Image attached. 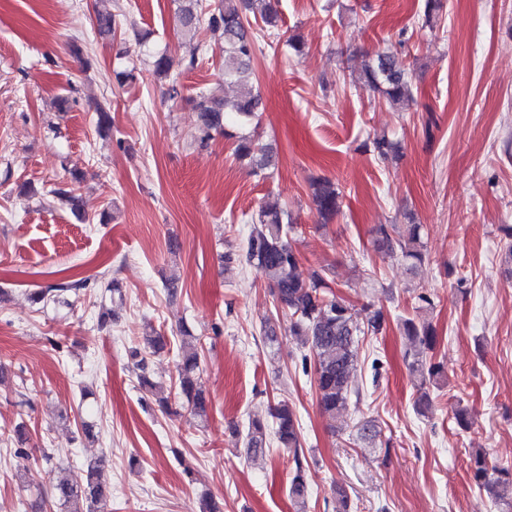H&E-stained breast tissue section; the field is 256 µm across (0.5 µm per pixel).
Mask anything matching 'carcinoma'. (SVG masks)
<instances>
[{
	"mask_svg": "<svg viewBox=\"0 0 512 512\" xmlns=\"http://www.w3.org/2000/svg\"><path fill=\"white\" fill-rule=\"evenodd\" d=\"M176 19L180 34L190 41L204 28L220 29L224 34V86L219 90H201L196 94L195 112L198 113L201 141L211 132L225 130V122L245 126L264 110L260 92L250 77V63L258 48L260 33L272 35L278 29L279 15L275 0H218L212 5L206 0H175ZM443 0H425L421 26L433 27ZM154 74L167 82L165 95L170 99L180 94V73L164 52L153 55ZM364 81L378 91L392 105H404L413 100L412 81L403 58L392 51L365 55L362 64ZM230 87L233 94H224ZM97 112V131L112 132L111 105L107 101L94 103ZM234 152L246 160L251 172L267 178L274 166L272 148L251 136L237 137ZM372 152L386 160L396 153V145L382 137L372 142ZM312 202L321 219H333L342 208V194L336 183L328 178H317L312 184ZM296 226L288 211L277 202H266L252 218V228L241 252L224 255V262H237L261 271L273 296L274 308L288 318V330L295 336L304 354L301 359L303 374H312L320 412L330 421L331 430L342 429L341 417L346 413L351 397H360L353 384L356 370V351L360 336L377 335L386 326L383 310L373 311L366 324H360L353 306L333 290L329 269L321 267L305 275L302 258L293 245L292 233ZM373 247L385 254H398L410 275H416L426 258L423 225L378 224L373 229ZM88 281L78 280L52 285L34 294V301H58L68 292L87 287ZM400 332L408 338L411 349L405 359L410 374L417 382L415 410L424 416L432 410L429 386L440 385L444 368L432 361L437 333L431 323L405 318L399 324ZM139 370V384L148 390L163 410H168L169 394L180 395L194 415H206L208 403L197 387L200 372V354L192 347L183 352L177 364V378L169 388L150 381L147 352L138 348L130 351ZM274 427L255 418L245 432L232 426V433L242 436L247 457L264 456L269 447V436L288 449L294 459V473L288 496L295 504L305 502L307 483L300 458V428L293 406L285 400L270 409ZM468 470L474 485L488 494L507 512H512V467H491L486 452L477 449L469 457ZM51 495L61 512H100L110 495V478L105 463L97 458L75 474L57 479Z\"/></svg>",
	"mask_w": 512,
	"mask_h": 512,
	"instance_id": "cac0c4a2",
	"label": "carcinoma"
}]
</instances>
